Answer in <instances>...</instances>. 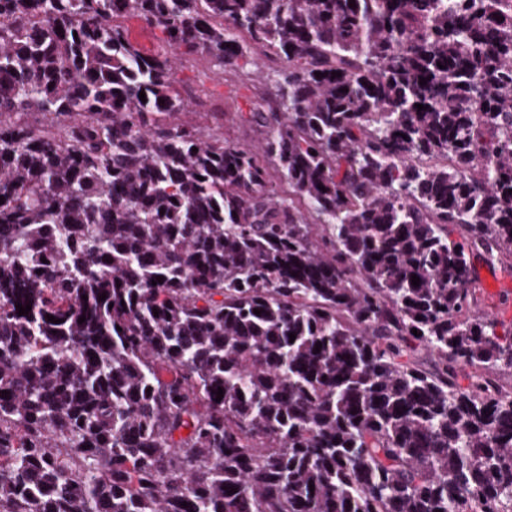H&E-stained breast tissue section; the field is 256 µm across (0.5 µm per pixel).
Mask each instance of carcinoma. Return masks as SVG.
I'll list each match as a JSON object with an SVG mask.
<instances>
[{
  "label": "carcinoma",
  "mask_w": 512,
  "mask_h": 512,
  "mask_svg": "<svg viewBox=\"0 0 512 512\" xmlns=\"http://www.w3.org/2000/svg\"><path fill=\"white\" fill-rule=\"evenodd\" d=\"M0 197V512H512V0H0ZM122 23L127 28L132 42L142 52L150 54L156 50L159 39L163 37L160 29L150 27L143 20L136 17H127L122 20ZM256 55L242 59L234 68H223L214 59L181 55L172 73L174 87L188 104L189 116L205 134L223 132L240 140H256L258 128L231 121L234 112H251L263 91ZM477 273L479 275L480 280L482 281V285L485 288V294L488 298V307L487 311L497 317H492L497 324V333L500 336L508 335L510 332L512 333V310H511V295H512V272L504 271L500 267L490 268L481 263H476ZM490 274L497 276L499 279L506 280L510 278V288H502L500 283L491 277V284L487 285V280L490 277ZM508 319L511 322L503 320Z\"/></svg>",
  "instance_id": "cac0c4a2"
}]
</instances>
